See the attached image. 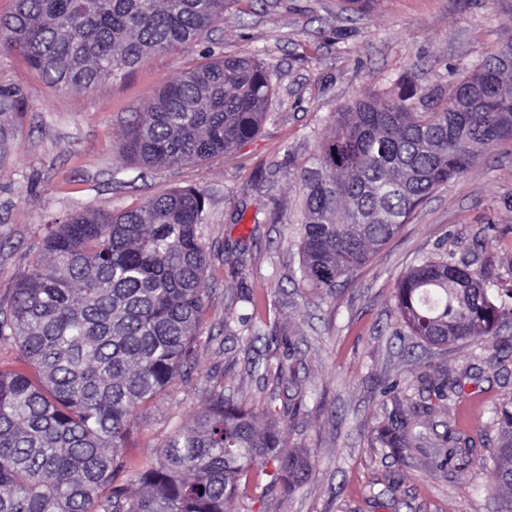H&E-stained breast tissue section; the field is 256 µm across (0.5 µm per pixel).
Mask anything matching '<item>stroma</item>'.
I'll return each mask as SVG.
<instances>
[{
    "label": "stroma",
    "mask_w": 512,
    "mask_h": 512,
    "mask_svg": "<svg viewBox=\"0 0 512 512\" xmlns=\"http://www.w3.org/2000/svg\"><path fill=\"white\" fill-rule=\"evenodd\" d=\"M512 36L501 0H232L213 32L146 59L126 78L74 92L50 86L25 58L0 51V87L20 107L0 114V300L37 256L48 224L105 207H139L169 191L207 195L200 234L209 258L196 357L187 375L131 430L146 451L204 408L205 391L288 415V444L309 457L308 479L261 496L247 482L233 512H493L491 472L479 461L439 466L443 436L495 447L493 401L512 396V359L486 338L442 348L409 335L395 307L398 279L420 259L493 257L512 279V139L484 152L327 297L297 272L300 201L293 173L332 115L362 95L448 90L466 66ZM249 56L273 72L267 116L251 139L205 162L145 166L119 153L133 113L164 85L224 56ZM262 296L253 310L249 295ZM277 324V342L248 343L243 318ZM466 376L465 394L421 422L404 461L372 445L393 412L412 414L423 363ZM293 369L292 382L276 378Z\"/></svg>",
    "instance_id": "1"
}]
</instances>
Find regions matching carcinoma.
Wrapping results in <instances>:
<instances>
[{
	"label": "carcinoma",
	"mask_w": 512,
	"mask_h": 512,
	"mask_svg": "<svg viewBox=\"0 0 512 512\" xmlns=\"http://www.w3.org/2000/svg\"><path fill=\"white\" fill-rule=\"evenodd\" d=\"M231 0H16L0 18V47L19 52L51 85L89 90L147 57L197 40ZM475 72L422 105L412 95L363 98L334 115L294 177L301 198L300 281L328 293L365 265L483 149L512 139V37ZM272 73L226 57L170 82L134 113L121 154L147 165L202 162L250 139L265 119ZM206 196L176 189L143 206L99 208L54 224L0 312V346L29 366L0 368V512H227L240 482L289 488L308 456L288 424L207 390L204 411L152 454L130 456L133 412L172 386L195 357L205 311ZM495 263L424 258L400 279L396 308L432 347L485 336L502 352L512 287L491 290ZM422 378L446 405L458 378ZM488 413L498 442L448 449L492 462L494 512H512V396ZM418 422L389 418L380 447L402 459ZM273 472H268V468Z\"/></svg>",
	"instance_id": "obj_1"
}]
</instances>
